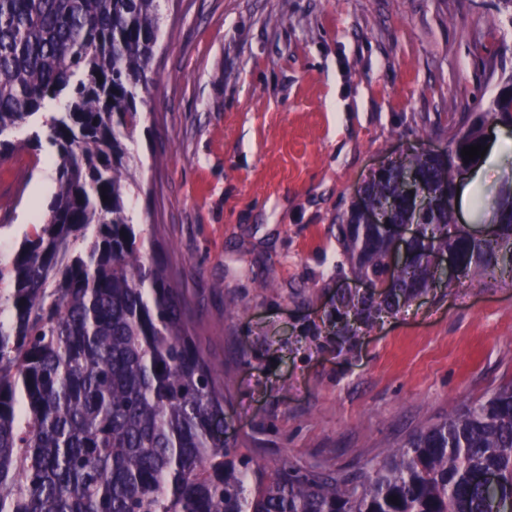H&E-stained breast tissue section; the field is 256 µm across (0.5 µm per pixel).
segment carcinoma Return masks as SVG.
I'll return each mask as SVG.
<instances>
[{"label":"carcinoma","mask_w":512,"mask_h":512,"mask_svg":"<svg viewBox=\"0 0 512 512\" xmlns=\"http://www.w3.org/2000/svg\"><path fill=\"white\" fill-rule=\"evenodd\" d=\"M159 2L0 0V155L13 130L66 98L28 140L54 150L56 192L0 260V512H512V385L353 471H269L224 438L229 377L125 207ZM490 119L512 124V73L477 120L448 124L446 157L408 153L366 184L386 223L353 210L336 225L356 276L393 281L377 298H338V345L426 291L434 250L461 268L447 288L512 282V185L496 202V237L448 238L455 167ZM419 181L434 194L426 204ZM407 222L419 233L398 265L388 225ZM489 473L492 486L478 479Z\"/></svg>","instance_id":"cac0c4a2"}]
</instances>
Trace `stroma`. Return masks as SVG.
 Segmentation results:
<instances>
[{"mask_svg":"<svg viewBox=\"0 0 512 512\" xmlns=\"http://www.w3.org/2000/svg\"><path fill=\"white\" fill-rule=\"evenodd\" d=\"M490 0H161L126 208L156 225L208 358L231 377L226 435L279 468L353 470L428 421L512 384V284L431 287L337 347L329 316L369 295L336 242L364 184L445 147L453 114L512 71ZM0 157V259L26 232L50 148ZM512 128L454 201L467 227L512 182Z\"/></svg>","mask_w":512,"mask_h":512,"instance_id":"35a3bbf8","label":"stroma"}]
</instances>
